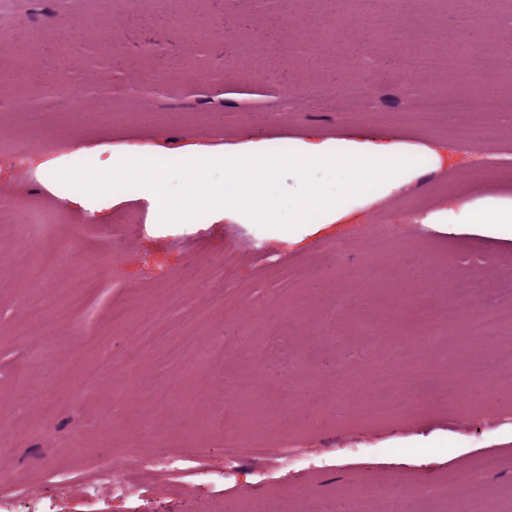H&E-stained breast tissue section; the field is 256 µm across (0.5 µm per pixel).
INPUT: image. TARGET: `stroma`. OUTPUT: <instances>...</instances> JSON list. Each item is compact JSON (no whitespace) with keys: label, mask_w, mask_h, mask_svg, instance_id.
I'll return each instance as SVG.
<instances>
[{"label":"stroma","mask_w":512,"mask_h":512,"mask_svg":"<svg viewBox=\"0 0 512 512\" xmlns=\"http://www.w3.org/2000/svg\"><path fill=\"white\" fill-rule=\"evenodd\" d=\"M213 25L195 40L175 0H134L114 9L111 0H0V142L21 152L23 168L0 156V206L28 220L30 249L18 256L13 230L0 231V512H334L353 491L368 493L373 512L386 495L404 497L408 486L472 482L465 500L449 499L440 512H512V385L500 398L457 413L460 375L476 359L493 357L512 341L460 340L449 332L439 349L404 350L388 365L367 351L361 324L374 318L378 335L406 342L420 335L424 318L439 314L448 293L407 278L405 257L440 261L449 282L480 273L512 275V239L473 236L430 223L455 202L512 200V175L491 169L480 153L462 145L472 122L512 148V27L481 22L499 46L497 68L486 79L503 86L500 98L474 114L440 116L435 127L412 122L408 85L432 82L457 89L462 77L416 70L424 51L456 47L478 51L455 9L426 12L408 0H371L364 11L337 15L331 0L295 9L288 33L270 57L252 50L255 33L274 20L260 0H204ZM398 28L371 70L353 68L346 49L325 42L338 24L346 40L362 39L377 22ZM330 66L316 85L292 89L309 53ZM368 128L392 141L448 151L447 164L425 173L387 198L293 241L272 225L229 212L210 224L155 223L145 201L127 200L108 222L87 218L39 183L38 162L74 146L150 145L171 152L189 145L216 148L248 137L299 138L316 132L342 135L347 126ZM418 224H410V210ZM66 251L80 262L61 267L43 288L31 287L28 270L43 252ZM233 267L223 291L210 289L216 260ZM195 278L186 281L185 268ZM84 296L68 305L71 284ZM53 298L50 328L27 326L29 303ZM208 302L204 323L190 327L171 314L158 329L153 356L136 344L138 321L168 305ZM283 294L290 318L276 319L267 305ZM123 306L129 318L113 323ZM223 341L224 360L200 355ZM190 342L179 362L171 346ZM46 363L51 377L33 374ZM146 382L172 383L181 404L155 403L130 390L125 367ZM102 375L85 386V367ZM434 372V389L409 387L406 416L380 413L377 390L385 374ZM224 393L223 403L195 400L197 374ZM263 374L253 404L232 394L235 383ZM318 387H310V380ZM82 437V456L68 444ZM290 440L305 458L275 466L267 448ZM243 442L238 474H224L226 442ZM159 454L200 461L181 475L151 472ZM496 455L491 473L482 458ZM125 461L135 496L113 500L106 487L87 489L99 469Z\"/></svg>","instance_id":"stroma-1"}]
</instances>
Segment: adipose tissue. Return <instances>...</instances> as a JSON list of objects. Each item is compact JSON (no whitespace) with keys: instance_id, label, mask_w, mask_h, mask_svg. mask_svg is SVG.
<instances>
[{"instance_id":"1","label":"adipose tissue","mask_w":512,"mask_h":512,"mask_svg":"<svg viewBox=\"0 0 512 512\" xmlns=\"http://www.w3.org/2000/svg\"><path fill=\"white\" fill-rule=\"evenodd\" d=\"M440 165L438 154L428 147L383 144L356 130L336 139L311 132L284 142L250 140L178 154L137 145L120 150L77 146L41 163L38 176L60 201L98 219L134 197L149 202L162 222L209 224L220 210L232 209L255 223L300 236L316 226L338 223ZM282 169L304 183L303 192L280 197L275 175ZM215 170L222 171V181H209ZM173 172L184 182V195L173 197L162 189ZM432 221L473 235L512 238V201L456 204L434 213Z\"/></svg>"}]
</instances>
